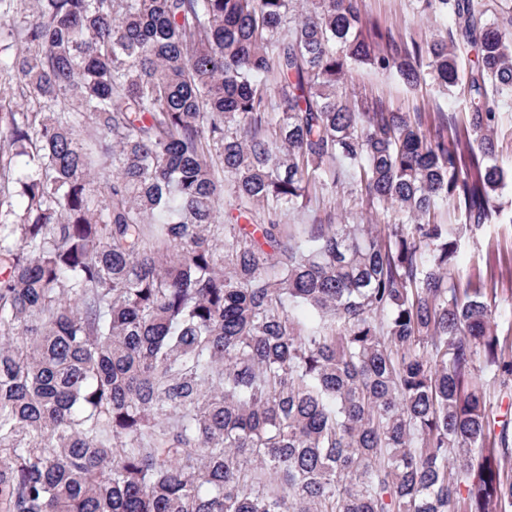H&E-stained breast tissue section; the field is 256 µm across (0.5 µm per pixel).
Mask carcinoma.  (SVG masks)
Returning a JSON list of instances; mask_svg holds the SVG:
<instances>
[{"label":"carcinoma","instance_id":"carcinoma-1","mask_svg":"<svg viewBox=\"0 0 512 512\" xmlns=\"http://www.w3.org/2000/svg\"><path fill=\"white\" fill-rule=\"evenodd\" d=\"M419 3L455 33L407 42L363 0H0L30 6L0 73L64 103L0 113V177L25 158L18 222L0 198V512H512L483 382L512 348L455 273L505 180L512 18ZM357 64L464 112L344 98ZM327 173L373 223L271 218ZM226 183L244 225L214 223Z\"/></svg>","mask_w":512,"mask_h":512}]
</instances>
